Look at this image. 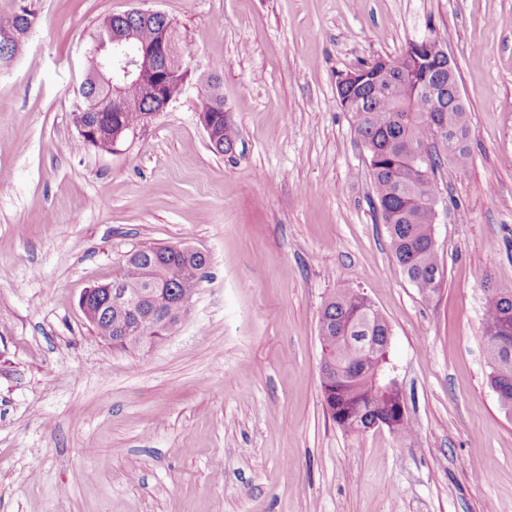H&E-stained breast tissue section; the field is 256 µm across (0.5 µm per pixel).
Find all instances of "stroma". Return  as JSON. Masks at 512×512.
<instances>
[{
  "label": "stroma",
  "mask_w": 512,
  "mask_h": 512,
  "mask_svg": "<svg viewBox=\"0 0 512 512\" xmlns=\"http://www.w3.org/2000/svg\"><path fill=\"white\" fill-rule=\"evenodd\" d=\"M37 16L0 69V512H512V414L483 354L487 271L512 289V0H0ZM163 12L183 94L120 152L74 113L103 19ZM434 37L471 138L437 174V293L375 214L339 74ZM237 127L199 122L205 78ZM209 265L173 336L118 350L79 307L133 247ZM390 325L410 436L327 415L318 319L338 289ZM211 112H216L220 116L219 124L214 128V134L218 138V143L222 142L223 144V150L219 151L229 153L233 148L237 135L234 121L231 115L224 110Z\"/></svg>",
  "instance_id": "1"
}]
</instances>
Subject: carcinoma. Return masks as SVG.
<instances>
[{
	"instance_id": "1",
	"label": "carcinoma",
	"mask_w": 512,
	"mask_h": 512,
	"mask_svg": "<svg viewBox=\"0 0 512 512\" xmlns=\"http://www.w3.org/2000/svg\"><path fill=\"white\" fill-rule=\"evenodd\" d=\"M115 21L134 30L142 43L152 41L163 25L161 20L144 25L131 16L117 17ZM35 24V16L22 11L1 18L0 31L15 29L25 36ZM358 70L367 72L372 82L359 94L351 120L373 167L376 212L385 224L402 271L421 294L430 297L438 291L441 280L431 202L437 195V171L443 165V156L448 154V149L439 151L433 144L436 100L430 94L416 91L413 82H405L397 73L391 81L375 78L369 62ZM220 84L219 80L208 83L210 91L202 109L224 107ZM127 93L140 99L141 112H92L90 118L115 126H130L138 122L140 113L153 110V103L139 86L129 87ZM81 95L87 105L108 106L112 102L110 85L87 75L81 83ZM219 116L214 134L228 153L236 139L235 124L229 113L221 111ZM448 126L455 130L454 160L463 164L469 157L467 113H448ZM207 266L208 258L199 252L145 245L137 258L123 262L121 273L111 284L138 285L147 274L158 292L146 304L160 311H178L175 322L157 334L158 343L172 336L188 320L191 306L179 303L183 286L197 285ZM478 278L488 292L483 338L489 382L498 392L500 406L512 413V352L502 346V338L512 340V289L492 287V278L486 272L479 273ZM318 335L322 360L349 367L348 374L322 383L326 410L344 431L364 433L377 414L392 409L400 399L398 388L388 386L386 381L376 382L377 373L393 365L389 324L367 296L344 288L323 303Z\"/></svg>"
}]
</instances>
